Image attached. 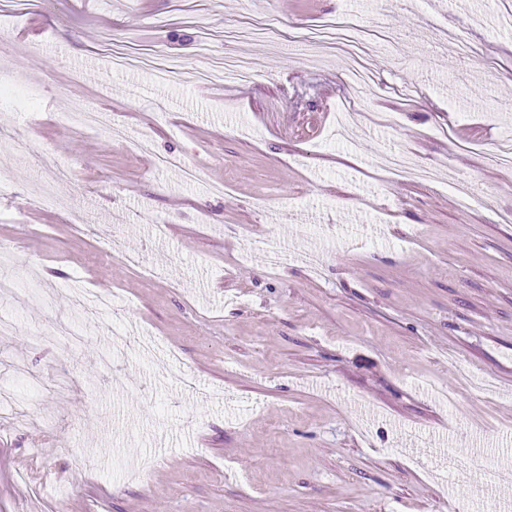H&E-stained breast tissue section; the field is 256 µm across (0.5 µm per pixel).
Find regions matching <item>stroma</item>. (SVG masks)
I'll use <instances>...</instances> for the list:
<instances>
[{
	"label": "stroma",
	"mask_w": 512,
	"mask_h": 512,
	"mask_svg": "<svg viewBox=\"0 0 512 512\" xmlns=\"http://www.w3.org/2000/svg\"><path fill=\"white\" fill-rule=\"evenodd\" d=\"M325 21L404 44L371 54L377 93L345 84L342 53L235 38ZM206 36L255 79L194 83ZM116 48L186 68L115 71ZM0 63L40 94L0 109L29 143H0V251L42 295L0 301L17 320L0 384L29 402L0 414V512H505L512 486L477 492L466 469H512V168L484 156L512 134V28L494 0H7ZM65 101L141 151L60 127ZM398 150L412 167L392 175ZM46 153L72 171L49 210L30 195ZM77 282L112 312L73 345L58 329Z\"/></svg>",
	"instance_id": "obj_1"
}]
</instances>
